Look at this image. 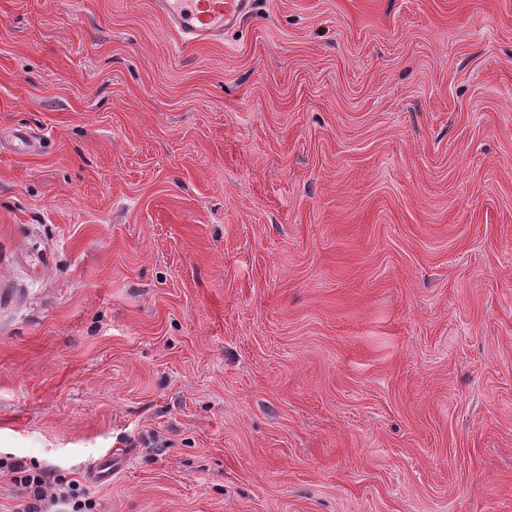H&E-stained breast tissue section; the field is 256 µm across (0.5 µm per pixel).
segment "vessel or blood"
I'll use <instances>...</instances> for the list:
<instances>
[{
	"label": "vessel or blood",
	"mask_w": 512,
	"mask_h": 512,
	"mask_svg": "<svg viewBox=\"0 0 512 512\" xmlns=\"http://www.w3.org/2000/svg\"><path fill=\"white\" fill-rule=\"evenodd\" d=\"M251 0H154L156 11L183 44L219 42L250 12Z\"/></svg>",
	"instance_id": "obj_1"
}]
</instances>
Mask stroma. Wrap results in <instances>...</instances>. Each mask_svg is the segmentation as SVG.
I'll use <instances>...</instances> for the list:
<instances>
[{
    "mask_svg": "<svg viewBox=\"0 0 512 512\" xmlns=\"http://www.w3.org/2000/svg\"><path fill=\"white\" fill-rule=\"evenodd\" d=\"M0 287L96 512H512V0H0ZM250 0H155V10L185 45L220 42L250 13Z\"/></svg>",
    "mask_w": 512,
    "mask_h": 512,
    "instance_id": "stroma-1",
    "label": "stroma"
}]
</instances>
